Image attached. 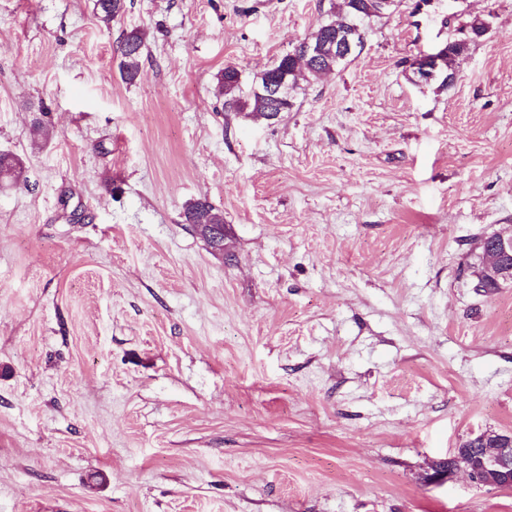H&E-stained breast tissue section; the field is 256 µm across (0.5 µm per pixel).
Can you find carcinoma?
Wrapping results in <instances>:
<instances>
[{
  "label": "carcinoma",
  "instance_id": "carcinoma-1",
  "mask_svg": "<svg viewBox=\"0 0 512 512\" xmlns=\"http://www.w3.org/2000/svg\"><path fill=\"white\" fill-rule=\"evenodd\" d=\"M125 11V0H93V12L99 22L109 25ZM386 15L380 11L378 0H342V7L336 13V19L322 22L307 37V41L320 45L321 60L306 58L301 62L303 45H298L294 52L280 56L276 62L260 74L257 85L251 88L246 97H241V73L234 65H227L218 75L217 82L221 93L227 98V103L236 108L249 111L269 118L277 116L280 112H288L294 106L295 93L300 89L301 83L310 82L323 73L334 71L346 62V59H336V32L351 31L356 26ZM474 17L466 22L471 30L469 44H454L440 57L439 67L445 74H452L456 60L466 55L470 45L478 40V31ZM145 47L142 33L133 30L127 33L121 41L118 52L120 54L119 73L127 83L134 82L141 70V59ZM286 77L288 93L280 102L266 96L268 83ZM23 173L22 161L12 154L0 153V181L17 183ZM184 222L187 224H222L224 216L222 211L213 206L207 199L200 198L186 205L183 212Z\"/></svg>",
  "mask_w": 512,
  "mask_h": 512
}]
</instances>
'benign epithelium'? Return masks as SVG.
<instances>
[{
	"instance_id": "7a95c632",
	"label": "benign epithelium",
	"mask_w": 512,
	"mask_h": 512,
	"mask_svg": "<svg viewBox=\"0 0 512 512\" xmlns=\"http://www.w3.org/2000/svg\"><path fill=\"white\" fill-rule=\"evenodd\" d=\"M413 70L418 83H430L442 78L437 65V54H422L413 60ZM493 251L480 253L481 262L471 276L475 279V288H481L485 277H490L501 287L512 283V268H505L502 261L512 257V230L496 232L490 235ZM464 472L469 479L482 485L497 484L512 474V434L505 446H491L480 449L479 463L473 464L466 456L455 454L451 466L433 463L425 476L428 484L445 483L458 472Z\"/></svg>"
}]
</instances>
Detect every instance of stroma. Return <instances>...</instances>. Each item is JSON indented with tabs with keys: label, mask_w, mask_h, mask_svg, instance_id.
I'll return each instance as SVG.
<instances>
[{
	"label": "stroma",
	"mask_w": 512,
	"mask_h": 512,
	"mask_svg": "<svg viewBox=\"0 0 512 512\" xmlns=\"http://www.w3.org/2000/svg\"><path fill=\"white\" fill-rule=\"evenodd\" d=\"M340 0H0V512H512L431 464L512 432V0H396L265 119ZM445 89L411 62L475 16ZM140 31L135 83L117 48ZM41 116L52 137L30 146ZM204 198L224 252L184 224ZM125 10V0H93V12L99 22L110 24ZM341 2L342 7L336 13V19L320 23L310 36L298 45L293 53L288 52L280 56L270 68L260 74L257 85L248 91L243 101L240 96V93H242L240 70L234 65L225 66L224 70L218 75L217 82L221 93L227 98V103L242 111L248 108L249 112L267 119L271 116H277L279 112L290 111L294 106L295 93L301 88V82L308 83L310 80L320 77L324 72L335 71L344 64L356 48L362 47L364 43V23L386 15L391 10V7H387L392 3L389 0H380V5L379 1L376 0H342ZM380 7L387 9L381 12ZM355 26L361 27L362 35L358 36L354 49V40L351 35L355 33L350 31ZM337 31H348L344 35L338 51L340 54L349 55L339 60L336 59ZM305 41L320 45L321 60L316 61L315 58L307 57L305 63L300 61ZM310 43L304 45V55L318 56L317 47ZM285 75H287L286 88L288 93L282 101L275 104L274 100L266 96V87L268 85L267 90L272 98L282 99L285 85L282 83H268L275 82ZM183 218L185 224H208L210 234L219 241L224 233V216L222 211L213 206L207 199L200 198L186 205ZM489 237L494 250L485 257L483 248L480 253V265L471 273L475 279L474 288L478 290H481V282L485 276L495 280L500 288L511 285L512 282V268L506 269L502 264L503 259L512 257V230L496 232Z\"/></svg>",
	"instance_id": "stroma-1"
}]
</instances>
